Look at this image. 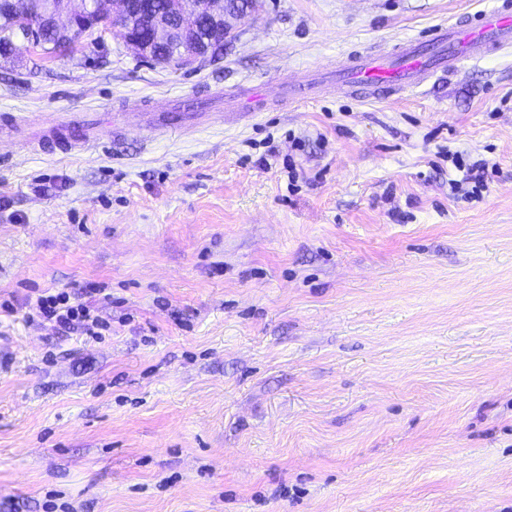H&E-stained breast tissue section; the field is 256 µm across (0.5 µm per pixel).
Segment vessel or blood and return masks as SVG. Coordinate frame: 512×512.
Returning <instances> with one entry per match:
<instances>
[{"label":"vessel or blood","instance_id":"b4317fda","mask_svg":"<svg viewBox=\"0 0 512 512\" xmlns=\"http://www.w3.org/2000/svg\"><path fill=\"white\" fill-rule=\"evenodd\" d=\"M510 51L512 0H494L489 9L431 27L426 41L402 42L379 54L351 53L338 62L335 70H316L283 82L280 96L291 102H304L335 87L354 98H387L454 76L467 63ZM226 98L233 106L229 114L203 111L204 95L193 94L173 100L161 112L140 98L124 100L113 112L52 114L29 132L11 118L0 123V143L11 144L20 139L32 152L70 153L98 146L106 137L119 140L133 121L149 137L156 138L223 123L232 114L249 118L269 103L266 90L259 86L235 87Z\"/></svg>","mask_w":512,"mask_h":512}]
</instances>
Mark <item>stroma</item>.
<instances>
[{"mask_svg": "<svg viewBox=\"0 0 512 512\" xmlns=\"http://www.w3.org/2000/svg\"><path fill=\"white\" fill-rule=\"evenodd\" d=\"M490 4L254 0L194 68L21 46L0 114L285 78ZM87 285L102 340L26 321ZM0 304V512H512V53L191 137L0 148Z\"/></svg>", "mask_w": 512, "mask_h": 512, "instance_id": "stroma-1", "label": "stroma"}]
</instances>
